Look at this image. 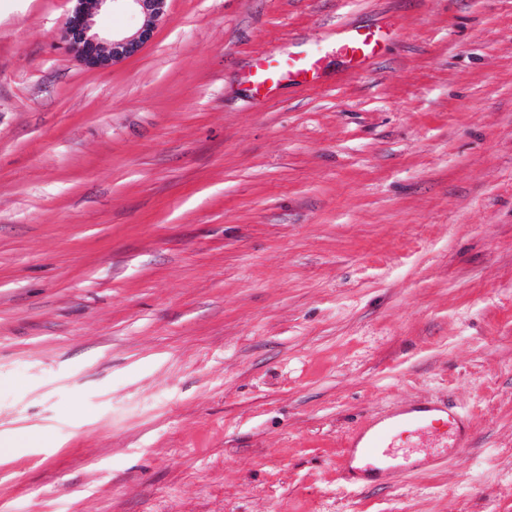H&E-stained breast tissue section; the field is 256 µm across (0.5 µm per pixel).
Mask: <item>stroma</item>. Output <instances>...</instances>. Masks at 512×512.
<instances>
[{"mask_svg":"<svg viewBox=\"0 0 512 512\" xmlns=\"http://www.w3.org/2000/svg\"><path fill=\"white\" fill-rule=\"evenodd\" d=\"M73 6L0 0V512H512V0H169L103 69ZM290 42L322 81L254 94ZM439 400L467 448L343 486ZM387 36L389 33L380 29L347 27L337 34L334 52L351 69H359L376 55L380 42ZM442 414L445 420H430ZM434 422H442L435 427ZM406 433L426 438L436 452L417 454L397 448L391 436ZM468 442L466 419L448 404L417 402L367 416L346 438L337 467L349 487L366 488L377 482L430 468L457 454Z\"/></svg>","mask_w":512,"mask_h":512,"instance_id":"stroma-1","label":"stroma"}]
</instances>
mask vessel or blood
Segmentation results:
<instances>
[{
	"mask_svg": "<svg viewBox=\"0 0 512 512\" xmlns=\"http://www.w3.org/2000/svg\"><path fill=\"white\" fill-rule=\"evenodd\" d=\"M386 34L382 30L347 27L334 42V52L350 68L359 69L376 54ZM325 59L314 53L282 50L256 59L247 72L255 91L270 92L284 83L318 80ZM406 433L427 439L431 453L417 454L396 447L391 437ZM468 442L466 419L447 404L417 402L367 416L348 435L337 467L352 488H365L377 482L432 467L454 456Z\"/></svg>",
	"mask_w": 512,
	"mask_h": 512,
	"instance_id": "1",
	"label": "vessel or blood"
}]
</instances>
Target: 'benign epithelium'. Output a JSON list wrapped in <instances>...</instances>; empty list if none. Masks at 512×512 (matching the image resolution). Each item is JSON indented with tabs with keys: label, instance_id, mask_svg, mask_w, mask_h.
Instances as JSON below:
<instances>
[{
	"label": "benign epithelium",
	"instance_id": "benign-epithelium-1",
	"mask_svg": "<svg viewBox=\"0 0 512 512\" xmlns=\"http://www.w3.org/2000/svg\"><path fill=\"white\" fill-rule=\"evenodd\" d=\"M167 0H75L67 19V50L89 69L105 68L137 53L151 38L156 24L165 15ZM109 6L126 9L141 18V25L128 35L108 40L92 29L88 18Z\"/></svg>",
	"mask_w": 512,
	"mask_h": 512
}]
</instances>
